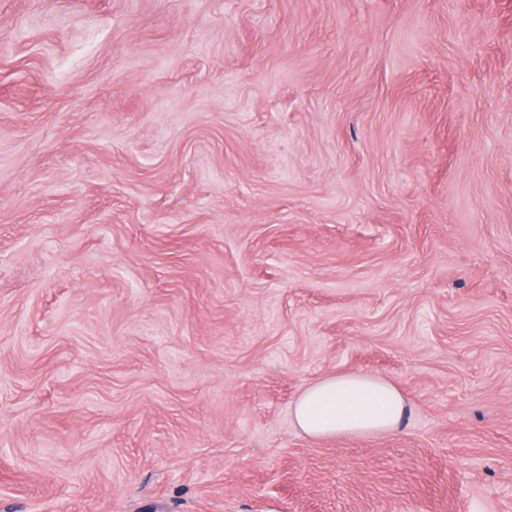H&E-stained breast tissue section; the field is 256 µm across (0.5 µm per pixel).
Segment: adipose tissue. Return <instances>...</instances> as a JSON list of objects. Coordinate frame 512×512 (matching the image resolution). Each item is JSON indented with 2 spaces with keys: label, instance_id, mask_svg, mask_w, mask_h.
<instances>
[{
  "label": "adipose tissue",
  "instance_id": "1",
  "mask_svg": "<svg viewBox=\"0 0 512 512\" xmlns=\"http://www.w3.org/2000/svg\"><path fill=\"white\" fill-rule=\"evenodd\" d=\"M407 408L401 391L385 379L337 374L302 391L293 405V419L313 439L373 436L396 431Z\"/></svg>",
  "mask_w": 512,
  "mask_h": 512
}]
</instances>
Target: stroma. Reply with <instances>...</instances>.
<instances>
[{"mask_svg":"<svg viewBox=\"0 0 512 512\" xmlns=\"http://www.w3.org/2000/svg\"><path fill=\"white\" fill-rule=\"evenodd\" d=\"M0 512H512V0H0ZM408 402L391 382L363 373L327 376L307 386L293 405L298 428L313 439L396 431Z\"/></svg>","mask_w":512,"mask_h":512,"instance_id":"obj_1","label":"stroma"}]
</instances>
